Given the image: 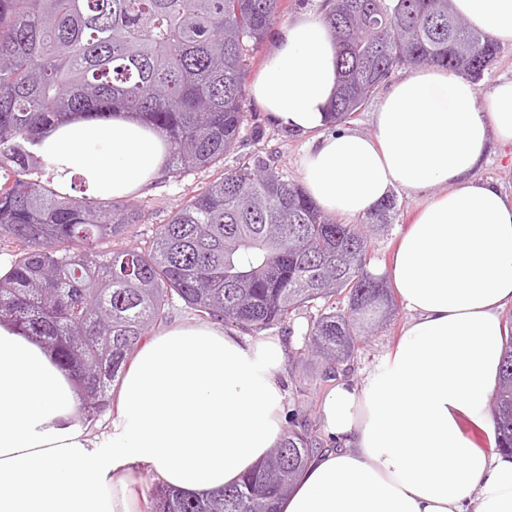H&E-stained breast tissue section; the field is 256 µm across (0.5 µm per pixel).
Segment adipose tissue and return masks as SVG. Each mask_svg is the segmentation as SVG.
Listing matches in <instances>:
<instances>
[{
  "label": "adipose tissue",
  "mask_w": 512,
  "mask_h": 512,
  "mask_svg": "<svg viewBox=\"0 0 512 512\" xmlns=\"http://www.w3.org/2000/svg\"><path fill=\"white\" fill-rule=\"evenodd\" d=\"M483 33L512 42V0H452ZM337 46L323 14L280 27L251 82L276 126L307 136L299 160L325 213L358 220L406 190L426 201L401 235L390 281L406 313L396 344L359 383L327 394L333 445L314 455L279 512H512V456L487 439L512 307V194L477 171L512 146V80L477 107L474 83L425 66L395 82L364 135L333 126ZM57 190L136 195L164 170L166 138L125 115L63 120L43 138ZM281 337L223 322L174 325L141 341L122 373L112 427L93 432L74 378L0 324V512H140L142 473L188 493L237 481L282 439Z\"/></svg>",
  "instance_id": "ef3b65f1"
}]
</instances>
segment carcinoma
Wrapping results in <instances>:
<instances>
[{
	"label": "carcinoma",
	"instance_id": "obj_1",
	"mask_svg": "<svg viewBox=\"0 0 512 512\" xmlns=\"http://www.w3.org/2000/svg\"><path fill=\"white\" fill-rule=\"evenodd\" d=\"M282 0H0V239L15 245L0 276V320L72 372L95 418L144 336L184 303L195 315L258 332L308 313L298 359L324 381L348 373L390 290L368 271L369 231L390 223L389 199L364 224H339L259 155L224 169L246 115L244 79ZM340 80L330 111L345 120L399 69L436 65L478 81L499 47L451 0H327ZM365 21L355 29L352 20ZM133 114L170 146L167 173L217 168L139 246L123 244L144 210L126 200L61 194L34 175V152L68 115ZM115 247L104 257L97 246ZM490 408L497 448L512 453V320ZM323 449L319 429L292 424L259 468L206 496L160 485L149 512H276Z\"/></svg>",
	"mask_w": 512,
	"mask_h": 512
}]
</instances>
